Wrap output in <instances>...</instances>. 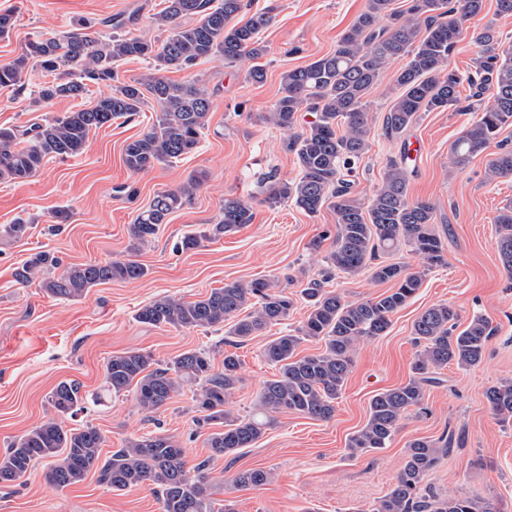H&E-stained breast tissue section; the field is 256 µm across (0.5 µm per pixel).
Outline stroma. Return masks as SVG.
Listing matches in <instances>:
<instances>
[{
	"instance_id": "1",
	"label": "stroma",
	"mask_w": 512,
	"mask_h": 512,
	"mask_svg": "<svg viewBox=\"0 0 512 512\" xmlns=\"http://www.w3.org/2000/svg\"><path fill=\"white\" fill-rule=\"evenodd\" d=\"M247 13L275 5V20L265 31L264 82H252L245 64L222 59L203 61L188 72L166 71L173 81L193 80L212 101L209 126L196 152L171 165L130 173L122 160L125 144L146 131L158 107L147 102L130 118L92 131L85 151L66 159H45L27 183L0 182V225L23 219L30 235L18 241L0 238V453L16 437L51 414L49 392L63 380L80 384L92 394L102 386L104 367L113 354L129 349L152 352L167 360L186 350L235 349L242 381L230 399L234 415L254 408L265 381L277 367L263 357L265 345L300 326L307 314L298 301L287 320L269 326L261 336L231 346L226 327L185 330L139 323L138 308L170 295L195 300L223 287L267 278L298 295L323 266L332 248L336 215L322 208L310 215L292 202L262 204L270 179L291 180L298 174L295 156L283 148L285 133L265 122L282 92L285 72L332 52L342 33L363 11L366 0H245ZM164 0H0V11L14 15L9 35L0 37V66L19 56L26 44L53 37L88 23L111 29L106 19L135 16L131 30L151 41L163 34L153 17ZM494 29L512 38V15L499 14L496 0L464 24L449 55L451 68L475 69V32ZM400 62L390 63L370 91L371 148L354 177V194L368 201L381 184L389 158L408 151L411 198L430 202L435 227L447 246L445 265L428 271L416 296L395 313L386 335L359 345L355 367L336 403V414L323 422L293 412L277 414L275 426L237 458L213 462L215 499L234 504L237 512H370L393 484L409 441L454 433L453 445L427 479L436 491L495 500L500 512H512V421L504 422L489 408L484 393L512 379V279L500 262L494 219L512 203V178L488 181L490 152L475 156L466 168L454 166L450 144L461 136L471 114L454 109L425 112L396 138L383 129L384 116L397 95L395 75ZM50 73L29 67L21 83L0 86V127L23 129L66 112L94 105L110 94L111 85L89 84L79 98L40 102L37 91L51 81ZM204 180L189 205L174 212L156 241L130 255L127 226L157 192L179 187L189 176ZM251 205L254 219L235 233L204 242L194 250L180 249L181 239L218 221L225 196ZM69 214L55 225L57 210ZM320 248H313V241ZM48 250L63 264L106 262L136 257L149 273L135 282L113 281L92 288L80 300H57L35 287H20L13 270L31 253ZM448 304L466 326L473 315H484L495 333L482 363L463 370L442 369V384L429 387L422 410H411L388 448L350 456V437L364 425L369 401L378 391L407 382L416 347L412 324L428 307ZM191 391L175 396L154 418H145L132 394L102 405H88L64 417L66 427L96 426L106 438L105 451L122 447L125 439L161 431L174 435L195 466L209 450L214 428L197 422ZM47 462H37L30 476L0 484V512H160L147 487L110 491L95 476L59 490L46 482ZM264 468L272 480L242 490L234 475Z\"/></svg>"
}]
</instances>
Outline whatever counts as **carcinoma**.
Masks as SVG:
<instances>
[{
  "label": "carcinoma",
  "mask_w": 512,
  "mask_h": 512,
  "mask_svg": "<svg viewBox=\"0 0 512 512\" xmlns=\"http://www.w3.org/2000/svg\"><path fill=\"white\" fill-rule=\"evenodd\" d=\"M393 2L367 0L333 52L284 75L282 94L265 116L288 133L284 148L294 154L298 175L271 184L262 203L273 207L289 200L307 214L330 207L336 214V235L333 249L325 255L322 278L309 280L301 291L308 307L305 320L294 332L265 345L263 356L278 367L279 375L263 385L256 411L240 419L227 408L241 382V360L234 352H224L217 368V351L205 348L184 351L167 361L142 349L123 351L106 362L104 382L94 401L131 391L137 409L149 417L189 387L200 413L197 422L223 426L207 439L210 455L188 468L185 450L175 437L148 433L128 439L123 447L104 456L105 438L99 429L89 424L70 429L63 425V416L85 409V398L78 384L62 381L47 398L54 414L0 454L1 484L24 478L36 461L49 459L45 479L58 489L76 485L93 472L98 483L112 491L151 487L161 512H235L216 505L212 460L234 458L241 449L252 447L281 412L319 421L334 417L358 345L385 335L392 315L415 296L427 272L444 263L445 244L434 228V207L409 196L407 154L387 162L381 185L367 204L353 195L350 176L370 148L366 97L386 66L403 59L405 64L395 78L400 92L384 117L387 135H401L422 112L451 107L476 112L449 146L453 164L461 168L497 142L501 130L512 124V41L505 43L486 28L473 34V41L481 47L475 73L464 77L448 66L463 24L483 10L485 0H408L403 11L396 10ZM244 9V0H165L164 8L153 17L157 27L167 32L158 44L129 31L105 39L88 25L59 37L30 41L19 57L0 66V86L20 83L30 64L61 72L38 90V100L43 102L80 97L89 82L113 81L115 85L112 93L89 108L65 112L24 130L0 128V181L24 183L45 159L81 154L91 131L141 111L147 94L158 111L152 125L125 145L124 166L138 174L195 152L209 123L211 100L206 90L194 81L177 82L156 72L120 82L114 64L153 58L163 69L186 71L220 56L228 64L250 62L247 76L261 83L266 75L261 34L273 21L274 8L268 6L242 21L238 16ZM189 16L197 21L182 22ZM465 81L471 94L463 100L458 87ZM302 111L313 113L314 120L296 132L297 114ZM508 176H512V149L500 145L488 161L486 177L492 181ZM202 179L201 174L191 176L176 189L160 191L147 208L139 210L128 225L130 253L155 241L169 216L194 199ZM253 219L248 203L226 197L220 220L184 237L182 247L195 249L206 240L237 232ZM30 229L31 225L18 221L1 226L0 236L21 240L29 236ZM495 232L501 264L512 275L511 204L496 217ZM402 247L422 258L423 268L384 260ZM368 267L376 281L391 282L393 287L365 300H346L326 288L332 274L354 275ZM147 274L148 269L131 258L63 268L59 258L42 250L17 266L13 277L21 285H37L49 297L74 301L98 285L140 280ZM293 306V299L274 281L257 278L246 284L227 283L194 301L159 297L140 307L135 320L187 330L229 322V335L244 343L287 319ZM245 309L248 313L240 316ZM456 319L451 307L435 304L414 320L412 336L419 350L411 364L413 376L371 398L366 423L349 439L351 453L388 447L401 421L422 404L427 387L442 382L437 377L439 370L453 364L469 369L483 361L493 336L490 322L475 315L459 331ZM309 340L322 342V349L299 355V348ZM485 398L501 420L512 419V380L489 387ZM451 442L446 434L410 441L394 483L371 512H499L486 499L422 492L423 483L448 454ZM233 481L240 489H253L268 484L271 472L245 469Z\"/></svg>",
  "instance_id": "cac0c4a2"
}]
</instances>
